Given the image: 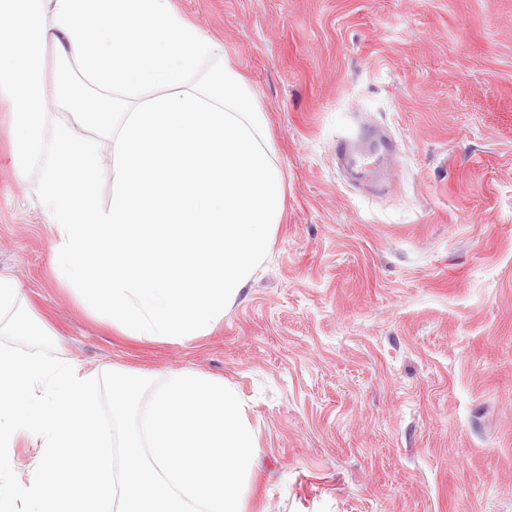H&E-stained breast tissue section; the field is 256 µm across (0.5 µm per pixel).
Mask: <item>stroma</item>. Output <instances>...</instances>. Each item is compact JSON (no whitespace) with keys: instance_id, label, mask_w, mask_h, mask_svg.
I'll list each match as a JSON object with an SVG mask.
<instances>
[{"instance_id":"stroma-1","label":"stroma","mask_w":512,"mask_h":512,"mask_svg":"<svg viewBox=\"0 0 512 512\" xmlns=\"http://www.w3.org/2000/svg\"><path fill=\"white\" fill-rule=\"evenodd\" d=\"M265 114L285 180L264 262L215 328L139 342L52 273L54 240L0 101V268L58 357L242 400L243 512H512V0H171ZM380 127L391 181L339 138Z\"/></svg>"}]
</instances>
